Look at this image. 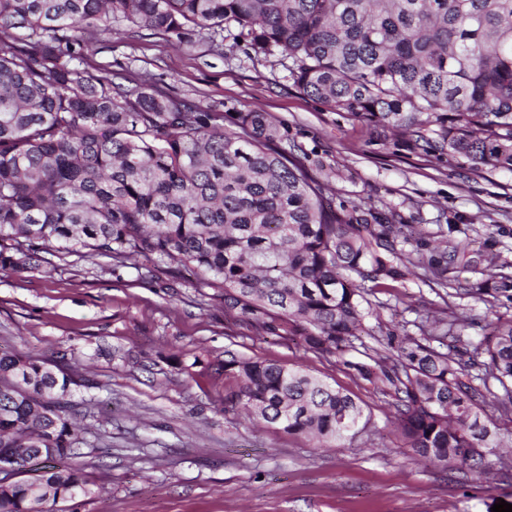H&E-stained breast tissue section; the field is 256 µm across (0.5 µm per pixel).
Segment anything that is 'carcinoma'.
<instances>
[{"instance_id":"1","label":"carcinoma","mask_w":512,"mask_h":512,"mask_svg":"<svg viewBox=\"0 0 512 512\" xmlns=\"http://www.w3.org/2000/svg\"><path fill=\"white\" fill-rule=\"evenodd\" d=\"M116 21L190 48L206 29L215 54L227 31L257 58L285 54L293 86L333 111L512 172V0H0L1 270H27L52 247L120 265L143 258L147 275L186 268L231 319L299 336L389 386L400 442L418 460L482 469L476 449L500 445L486 407L512 413V319L472 344L444 316L371 364L347 354L368 283L384 288L421 267L445 286L479 269L473 294L512 300V275L451 241L414 260L384 213L338 212L265 112H241L238 130L225 131L217 105L146 78L115 82L84 42ZM221 368L236 381L224 410L244 409L255 426L329 444L370 421L350 392L299 366L229 352ZM476 379L495 380L503 396L487 402ZM73 384L41 356L0 351V464H14L18 448L44 452L33 472L0 483V512L99 492L79 462L88 441L68 400Z\"/></svg>"}]
</instances>
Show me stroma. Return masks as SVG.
<instances>
[{
  "label": "stroma",
  "mask_w": 512,
  "mask_h": 512,
  "mask_svg": "<svg viewBox=\"0 0 512 512\" xmlns=\"http://www.w3.org/2000/svg\"><path fill=\"white\" fill-rule=\"evenodd\" d=\"M207 42L199 35L187 50L116 22L90 39L86 53L130 77L149 73L171 94L223 104L228 130L239 113H267L337 210L383 208L414 228L404 253L428 256L450 241L471 242L512 274V174L330 110L293 87L281 55L254 58L228 36L217 56ZM478 279L464 272L443 287L418 271L367 289L365 348L389 353L391 343L419 336L449 308L466 316L461 334L477 342L490 320L512 319V301L489 305L468 295ZM0 350L61 364L78 381L71 400L84 426L96 427L99 409L108 419V439L82 459L102 491L67 503L66 512H491L498 500L512 504V467H502L500 449H485L482 475L415 461L396 437L386 386L301 341L226 322L221 301L165 269L142 280L89 251L22 274L0 270ZM228 351L302 366L352 393L371 421L336 446L252 426L243 413L222 409L232 381L213 363ZM204 354L210 365L195 364Z\"/></svg>",
  "instance_id": "1"
}]
</instances>
